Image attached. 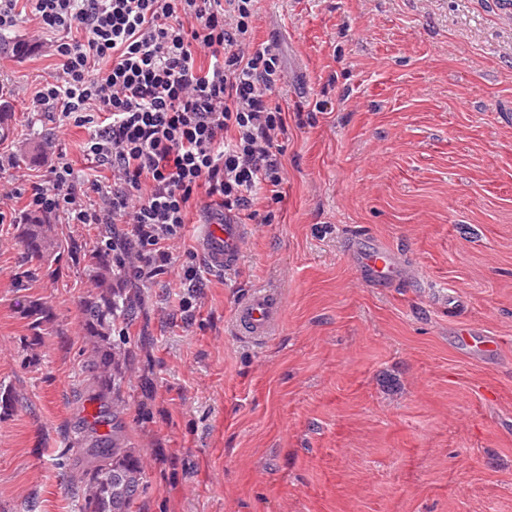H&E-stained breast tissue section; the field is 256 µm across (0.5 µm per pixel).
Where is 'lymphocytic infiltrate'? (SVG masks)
<instances>
[{"mask_svg": "<svg viewBox=\"0 0 512 512\" xmlns=\"http://www.w3.org/2000/svg\"><path fill=\"white\" fill-rule=\"evenodd\" d=\"M25 4L52 34L62 79L35 101L85 127L90 171L59 153L32 185L24 223L113 224L124 284L167 271L192 216L269 224L280 202L287 113L278 101L277 41H254L256 0H0V31Z\"/></svg>", "mask_w": 512, "mask_h": 512, "instance_id": "1", "label": "lymphocytic infiltrate"}]
</instances>
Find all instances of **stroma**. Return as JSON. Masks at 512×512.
<instances>
[{
	"label": "stroma",
	"instance_id": "obj_1",
	"mask_svg": "<svg viewBox=\"0 0 512 512\" xmlns=\"http://www.w3.org/2000/svg\"><path fill=\"white\" fill-rule=\"evenodd\" d=\"M257 41L281 51L288 111L283 200L246 223L236 264L181 287L201 227L124 327L116 422L146 472L136 512H512V0H258ZM19 19L0 33V185L20 212L59 151L89 163L82 127L33 98L58 75L51 44ZM53 268L25 262L0 223V512H80L71 449L95 422L83 361V258L100 224L53 221ZM360 236L401 260L392 286L361 279ZM283 302L270 339L240 336L254 289ZM192 308L173 309L179 297ZM45 302L34 336L25 311ZM497 337L482 358L458 341Z\"/></svg>",
	"mask_w": 512,
	"mask_h": 512
}]
</instances>
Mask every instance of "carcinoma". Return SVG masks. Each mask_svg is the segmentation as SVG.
<instances>
[{"label":"carcinoma","mask_w":512,"mask_h":512,"mask_svg":"<svg viewBox=\"0 0 512 512\" xmlns=\"http://www.w3.org/2000/svg\"><path fill=\"white\" fill-rule=\"evenodd\" d=\"M50 231L51 224L46 219H30L22 225L20 237L26 257L43 264L57 260ZM84 259L97 288L81 304L83 329L92 342L84 370L89 400L102 402L120 384L127 354L124 343L112 340V331L133 317L140 307V297L136 288L113 287L118 271L112 266V249L87 251ZM26 314L35 331L49 320V308L38 300L30 302ZM88 454L93 461L86 471L87 492L81 512H132L144 489L141 455L122 446L115 430L112 436L96 440Z\"/></svg>","instance_id":"carcinoma-1"}]
</instances>
